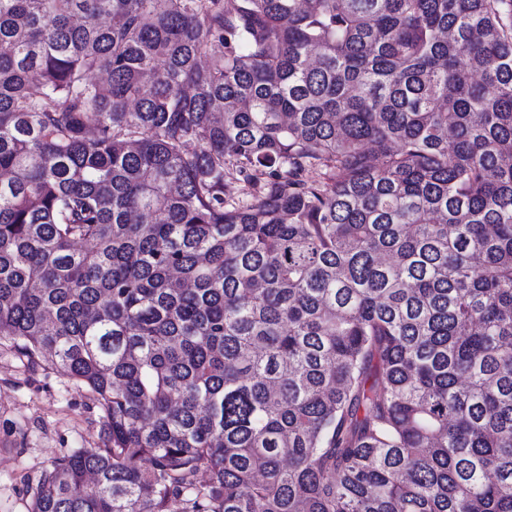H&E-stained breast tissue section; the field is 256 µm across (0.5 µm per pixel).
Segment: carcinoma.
<instances>
[{
    "instance_id": "cac0c4a2",
    "label": "carcinoma",
    "mask_w": 512,
    "mask_h": 512,
    "mask_svg": "<svg viewBox=\"0 0 512 512\" xmlns=\"http://www.w3.org/2000/svg\"><path fill=\"white\" fill-rule=\"evenodd\" d=\"M2 339L28 512H512V0H0ZM103 412L88 389L52 369H29L0 341V512H28L51 461L96 448Z\"/></svg>"
}]
</instances>
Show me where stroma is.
I'll use <instances>...</instances> for the list:
<instances>
[{
    "mask_svg": "<svg viewBox=\"0 0 512 512\" xmlns=\"http://www.w3.org/2000/svg\"><path fill=\"white\" fill-rule=\"evenodd\" d=\"M103 412L88 389L52 369H29L0 341V512H28L54 458L100 441Z\"/></svg>",
    "mask_w": 512,
    "mask_h": 512,
    "instance_id": "stroma-1",
    "label": "stroma"
}]
</instances>
